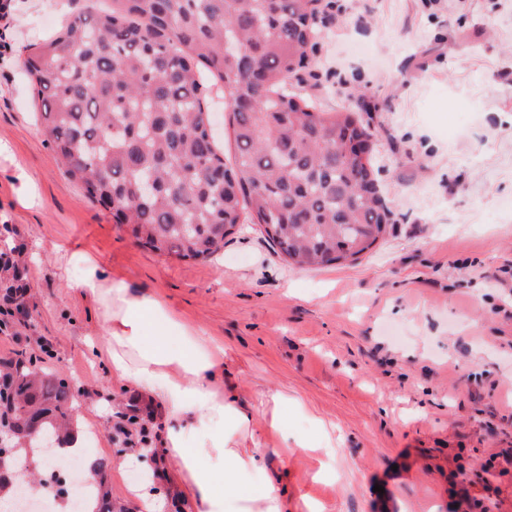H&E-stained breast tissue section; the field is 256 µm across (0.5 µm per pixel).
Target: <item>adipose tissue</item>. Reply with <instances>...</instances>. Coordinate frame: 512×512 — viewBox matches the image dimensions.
Here are the masks:
<instances>
[{"mask_svg": "<svg viewBox=\"0 0 512 512\" xmlns=\"http://www.w3.org/2000/svg\"><path fill=\"white\" fill-rule=\"evenodd\" d=\"M78 286L104 308L113 377L163 406V445L186 473L184 492L197 512H238L240 496L231 487L258 460L232 448L250 418L219 390L220 346L161 300L107 278L91 257L83 259Z\"/></svg>", "mask_w": 512, "mask_h": 512, "instance_id": "adipose-tissue-1", "label": "adipose tissue"}]
</instances>
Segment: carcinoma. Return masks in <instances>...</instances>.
I'll use <instances>...</instances> for the list:
<instances>
[{
    "label": "carcinoma",
    "mask_w": 512,
    "mask_h": 512,
    "mask_svg": "<svg viewBox=\"0 0 512 512\" xmlns=\"http://www.w3.org/2000/svg\"><path fill=\"white\" fill-rule=\"evenodd\" d=\"M319 0H112L41 43L23 66L44 141L86 196L110 207L161 256L207 260L242 224L259 225L296 268L356 261L392 211L373 175L374 145L355 112H327L302 84L312 74ZM227 94L237 154L224 162L203 89ZM0 225V294L23 288V248ZM75 395L23 351L0 362V420L15 451L0 458V492L16 501L45 459L33 434L62 448L78 432ZM108 461L89 482L112 512Z\"/></svg>",
    "instance_id": "carcinoma-1"
}]
</instances>
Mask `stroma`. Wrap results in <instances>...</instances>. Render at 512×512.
I'll list each match as a JSON object with an SVG mask.
<instances>
[{
    "label": "stroma",
    "instance_id": "35a3bbf8",
    "mask_svg": "<svg viewBox=\"0 0 512 512\" xmlns=\"http://www.w3.org/2000/svg\"><path fill=\"white\" fill-rule=\"evenodd\" d=\"M313 53L330 112L365 113L393 222L353 262L300 270L243 225L210 260L160 256L91 202L45 142L25 45L82 0H9L0 20V224L23 244L32 286L26 350L79 392L76 420L109 460L125 512H195L161 446L140 460L133 394L100 341L104 311L74 286L83 254L131 292L163 299L224 349L221 388L251 418L238 453H262L244 512L273 487L289 512H512V0H334ZM287 395L284 428L272 395ZM124 460L123 469L113 460ZM157 486L143 508L131 472Z\"/></svg>",
    "mask_w": 512,
    "mask_h": 512
}]
</instances>
